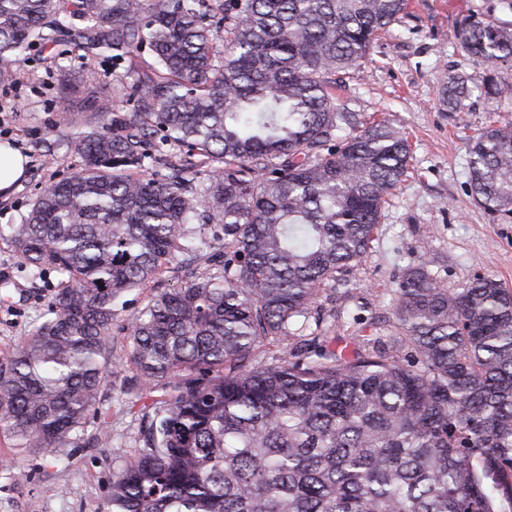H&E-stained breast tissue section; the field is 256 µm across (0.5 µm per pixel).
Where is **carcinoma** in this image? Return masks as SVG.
<instances>
[{"label": "carcinoma", "instance_id": "obj_1", "mask_svg": "<svg viewBox=\"0 0 512 512\" xmlns=\"http://www.w3.org/2000/svg\"><path fill=\"white\" fill-rule=\"evenodd\" d=\"M408 0H0V84L63 36L114 67L79 122L73 174L9 242L63 277L0 369L15 458H58L98 412L123 297L180 266L122 327L137 396L167 391L148 448L112 475L107 512H512V289L450 288L426 264L395 322L341 336L311 309L347 283L406 173L408 139L352 108L347 79ZM464 56L512 67V28L467 17ZM148 49L149 62L138 63ZM456 75L442 100L460 112ZM474 202L512 214V125L468 139ZM288 352L257 359L263 342Z\"/></svg>", "mask_w": 512, "mask_h": 512}]
</instances>
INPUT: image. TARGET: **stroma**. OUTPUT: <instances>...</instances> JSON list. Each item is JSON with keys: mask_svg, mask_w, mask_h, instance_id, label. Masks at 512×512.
Returning <instances> with one entry per match:
<instances>
[{"mask_svg": "<svg viewBox=\"0 0 512 512\" xmlns=\"http://www.w3.org/2000/svg\"><path fill=\"white\" fill-rule=\"evenodd\" d=\"M512 27V0H409L408 13L384 33L363 72L349 81L356 109L388 120L408 139L406 175L382 209L380 224L359 268L349 274L348 295L323 293L315 308L324 315L354 310L392 319L403 270L425 262L448 286L461 287L486 274L512 289V218L476 205L467 184L469 136L489 120L512 123V71H503L499 93L480 90L491 64L461 53L456 29L467 15ZM19 80L0 85V107L9 111L6 141L29 159L26 180L0 196V228L20 223L37 193L78 165L63 113L90 114L113 98L112 63L59 46L34 45L20 64ZM467 76L472 95L460 112L439 99L445 77ZM52 271L33 278L8 239L0 238V362L32 330L58 289ZM151 288L126 297L112 326L111 375L101 392L104 419H90L68 448L50 460L35 455L11 471L13 450L0 436V512H104L112 475L142 452L145 416L167 396L154 389L144 401L130 391L135 374L122 325L146 306Z\"/></svg>", "mask_w": 512, "mask_h": 512, "instance_id": "obj_1", "label": "stroma"}]
</instances>
